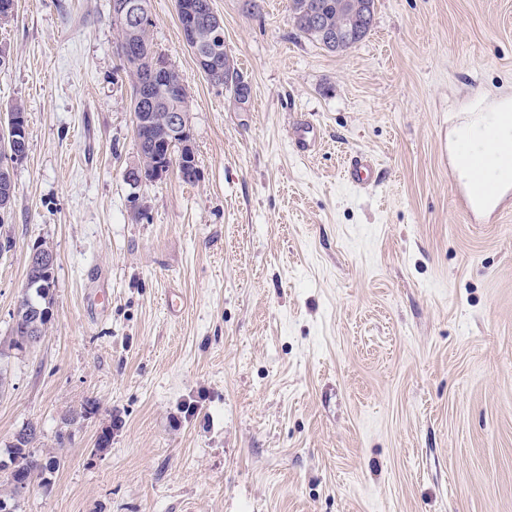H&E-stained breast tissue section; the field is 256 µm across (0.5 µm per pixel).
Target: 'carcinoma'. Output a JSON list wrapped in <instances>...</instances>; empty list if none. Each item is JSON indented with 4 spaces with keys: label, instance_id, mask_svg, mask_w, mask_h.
<instances>
[{
    "label": "carcinoma",
    "instance_id": "carcinoma-1",
    "mask_svg": "<svg viewBox=\"0 0 512 512\" xmlns=\"http://www.w3.org/2000/svg\"><path fill=\"white\" fill-rule=\"evenodd\" d=\"M288 11L295 29L304 37L330 51H347L360 44L371 32L374 24L375 0H288ZM348 33L351 40L344 44H331L328 34ZM198 39L206 43L211 51L206 60L198 62L206 77L214 73L222 75L220 86L233 94L235 102L243 104L250 95V88L238 73L234 60L227 53L224 40L215 38L213 30L206 27L198 31ZM157 56L150 35L124 56V70L130 77V109L138 119L137 138L142 142L143 153L151 151L150 136L166 122L171 112L186 111L187 96H177L171 85L180 80L176 72L170 76L150 81L152 65ZM157 181L150 159L139 160L134 184L150 186ZM15 193V184L10 172L0 166V224L10 215ZM54 266L43 265L27 270V293L22 298L17 317L23 322L10 328L7 348L23 351L37 343L38 334L44 332L51 319L53 304ZM96 401L88 399L65 420V426L77 423L96 414ZM36 438V429L26 425L16 434L14 443L8 449V460L0 459V480L7 483L9 492H0V505L17 508V483L28 481L31 485L46 488L51 477L59 469L61 455L46 453L38 455L31 451Z\"/></svg>",
    "mask_w": 512,
    "mask_h": 512
}]
</instances>
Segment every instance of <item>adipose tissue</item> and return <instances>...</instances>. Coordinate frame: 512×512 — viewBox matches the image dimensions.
Returning a JSON list of instances; mask_svg holds the SVG:
<instances>
[{
    "mask_svg": "<svg viewBox=\"0 0 512 512\" xmlns=\"http://www.w3.org/2000/svg\"><path fill=\"white\" fill-rule=\"evenodd\" d=\"M456 171L464 182L473 174L497 176V191L511 187L500 172L512 171V100L503 98L470 106L469 114L453 131Z\"/></svg>",
    "mask_w": 512,
    "mask_h": 512,
    "instance_id": "ef3b65f1",
    "label": "adipose tissue"
}]
</instances>
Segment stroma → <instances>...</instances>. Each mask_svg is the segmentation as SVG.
I'll return each mask as SVG.
<instances>
[{
    "mask_svg": "<svg viewBox=\"0 0 512 512\" xmlns=\"http://www.w3.org/2000/svg\"><path fill=\"white\" fill-rule=\"evenodd\" d=\"M151 3L192 183L125 178L110 0H15L0 25V112L24 105L29 142L0 341L32 247L56 253L46 332L0 358V451L29 424L36 453L62 450L18 512H512V192L464 215L447 144L463 105L512 97V0H376L343 53L300 35L288 0H212L243 104L200 70L175 0ZM301 120L320 131L306 155ZM355 153L376 186L344 180ZM291 138L297 151L306 152L315 146L319 135L315 126L304 121L294 126Z\"/></svg>",
    "mask_w": 512,
    "mask_h": 512,
    "instance_id": "1",
    "label": "stroma"
}]
</instances>
